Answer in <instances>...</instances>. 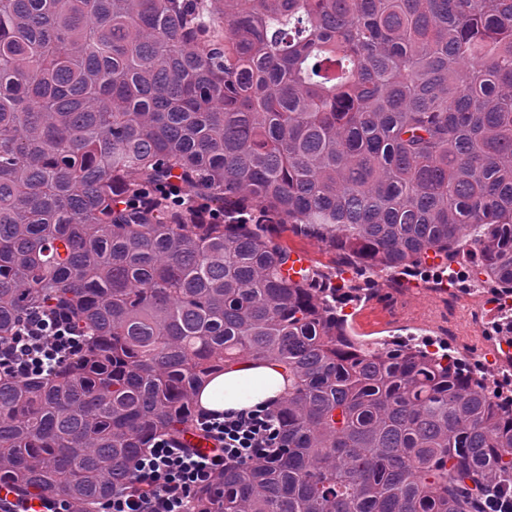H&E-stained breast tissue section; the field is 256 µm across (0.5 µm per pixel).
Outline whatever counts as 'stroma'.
Returning a JSON list of instances; mask_svg holds the SVG:
<instances>
[{"mask_svg":"<svg viewBox=\"0 0 512 512\" xmlns=\"http://www.w3.org/2000/svg\"><path fill=\"white\" fill-rule=\"evenodd\" d=\"M273 240L290 252L306 253L314 269L346 273L338 250L290 224L279 225ZM490 288L446 290L433 267L395 277L376 279L361 301L348 302L344 311L352 334L367 343L414 336L449 343L453 353L474 368H482L497 349L494 337L496 305Z\"/></svg>","mask_w":512,"mask_h":512,"instance_id":"35a3bbf8","label":"stroma"}]
</instances>
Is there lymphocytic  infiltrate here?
I'll list each match as a JSON object with an SVG mask.
<instances>
[{
  "mask_svg": "<svg viewBox=\"0 0 512 512\" xmlns=\"http://www.w3.org/2000/svg\"><path fill=\"white\" fill-rule=\"evenodd\" d=\"M83 344L58 315L47 309L27 314L14 336L0 339V373L15 378L50 376L58 363L77 356ZM193 428L209 442L189 448L181 438L156 436L135 462L141 492L122 488L102 501L99 512H192L196 490L224 469L273 464L284 441L273 410L257 406L239 411L197 414Z\"/></svg>",
  "mask_w": 512,
  "mask_h": 512,
  "instance_id": "f902f5d3",
  "label": "lymphocytic infiltrate"
}]
</instances>
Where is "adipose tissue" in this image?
<instances>
[{
    "label": "adipose tissue",
    "instance_id": "1",
    "mask_svg": "<svg viewBox=\"0 0 512 512\" xmlns=\"http://www.w3.org/2000/svg\"><path fill=\"white\" fill-rule=\"evenodd\" d=\"M284 378L277 364L245 361L225 370L199 396L202 408L210 411L241 410L257 405H274L282 394Z\"/></svg>",
    "mask_w": 512,
    "mask_h": 512
}]
</instances>
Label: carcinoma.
Returning a JSON list of instances; mask_svg holds the SVG:
<instances>
[{"label":"carcinoma","mask_w":512,"mask_h":512,"mask_svg":"<svg viewBox=\"0 0 512 512\" xmlns=\"http://www.w3.org/2000/svg\"><path fill=\"white\" fill-rule=\"evenodd\" d=\"M223 50V64L211 49ZM0 338H85L0 377V485L71 512L135 489L158 434L244 360L288 376L274 466L193 512H473L512 494V394L416 343L350 336L351 279L284 278L277 224L356 274L429 253L512 295V0H0ZM83 344L58 315L35 310L14 336L0 339V373L13 378L49 377L58 362L77 356ZM484 501H481L474 512H509L512 509L511 497L509 500H503L496 486L490 483L485 484L483 493Z\"/></svg>","instance_id":"1"}]
</instances>
